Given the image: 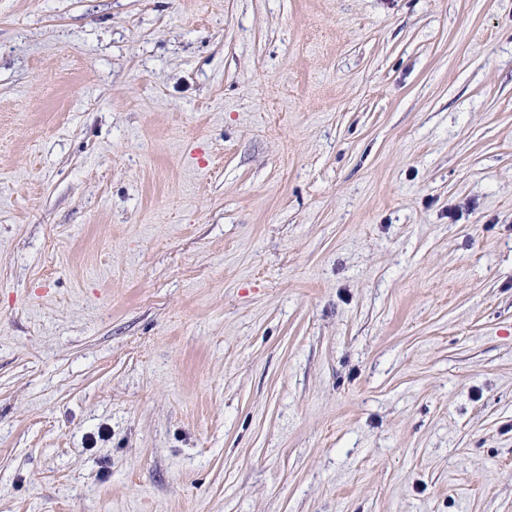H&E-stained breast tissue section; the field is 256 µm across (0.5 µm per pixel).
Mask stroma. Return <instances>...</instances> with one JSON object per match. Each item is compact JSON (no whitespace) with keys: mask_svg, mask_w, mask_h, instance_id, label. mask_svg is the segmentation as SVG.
Here are the masks:
<instances>
[{"mask_svg":"<svg viewBox=\"0 0 512 512\" xmlns=\"http://www.w3.org/2000/svg\"><path fill=\"white\" fill-rule=\"evenodd\" d=\"M0 512H512V0H0Z\"/></svg>","mask_w":512,"mask_h":512,"instance_id":"35a3bbf8","label":"stroma"}]
</instances>
